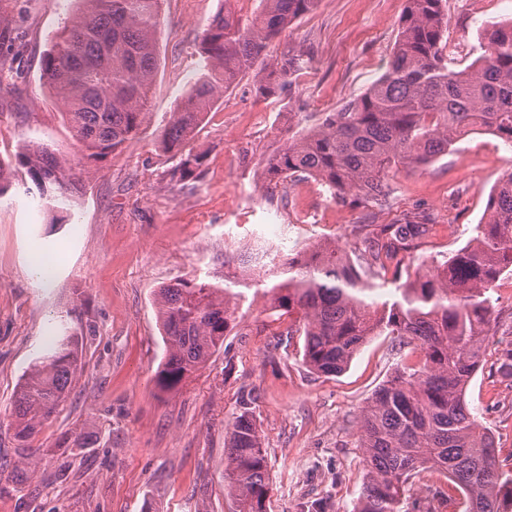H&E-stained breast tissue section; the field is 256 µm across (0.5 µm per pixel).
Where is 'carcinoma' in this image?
I'll list each match as a JSON object with an SVG mask.
<instances>
[{"instance_id": "1", "label": "carcinoma", "mask_w": 512, "mask_h": 512, "mask_svg": "<svg viewBox=\"0 0 512 512\" xmlns=\"http://www.w3.org/2000/svg\"><path fill=\"white\" fill-rule=\"evenodd\" d=\"M75 9L41 60L80 151L90 162L122 152L147 115L158 68L162 0H73ZM224 0L206 29L198 75L171 114L160 145L177 161L170 180L194 177L201 156L187 149L203 116L241 76L254 72L257 96L277 93L301 67L283 54L263 66L268 45L316 6L317 0H259L244 24ZM446 0H405L388 71L362 94L328 113L309 133L291 137L265 165L283 182L312 178L351 205L382 206L388 176L448 153L478 130L512 147V22L485 30L483 53L466 69L448 68ZM40 199L65 208L85 170L65 166L46 144L15 156ZM429 224L413 217L374 224L357 259L326 240L279 260L283 279L265 289L270 307L288 315L286 335L304 336L302 364L323 376L343 373L373 336L419 345L422 358L398 369L372 394L361 416L366 481L355 512H404L406 492L422 470L443 472L464 496L465 512H507L512 470L501 468L492 436L472 414L468 386L484 360L492 328L490 291L512 269V173L492 189L471 242L431 271L402 264ZM253 281L217 285L178 279L162 286L154 305L166 357L157 384L177 389L224 344V335ZM83 339L63 336L19 383L10 426L28 442L58 409L82 371ZM224 479L238 512H266L267 459L249 409L224 436Z\"/></svg>"}]
</instances>
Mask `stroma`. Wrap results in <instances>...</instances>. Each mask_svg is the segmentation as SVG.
Listing matches in <instances>:
<instances>
[{"instance_id": "obj_1", "label": "stroma", "mask_w": 512, "mask_h": 512, "mask_svg": "<svg viewBox=\"0 0 512 512\" xmlns=\"http://www.w3.org/2000/svg\"><path fill=\"white\" fill-rule=\"evenodd\" d=\"M224 0H164L158 72L150 114L124 151L96 164L63 223L31 190L23 170L0 197V512H236L224 482V434L252 410L267 455V512H354L363 485L360 418L375 389L403 365L417 364L416 343L372 337L345 372L325 377L302 364L303 338L264 293L249 294L222 348L177 390L160 391L165 346L156 289L178 278L250 280L243 252L278 209L290 224L285 251L327 239L361 242L368 224L429 215L418 257L441 260L465 246L483 218L491 187L512 172V149L474 134L448 154L389 177L380 208L334 199L316 181L272 183L263 174L287 138L315 128L382 76L399 33L404 0H318L266 50L303 64L271 98L257 97L254 75L225 91L191 143L203 154L198 177L169 184L172 162L163 129L197 76L198 47ZM72 0H12L0 26L27 48L14 77L0 81V160L41 142L73 168L84 165L40 60L72 13ZM448 66L461 70L482 53L490 21L512 18V0H447ZM482 176L472 182V173ZM51 257V279L32 274L34 253ZM496 324L484 362L467 390L503 469H512V378L497 360L512 349V273L490 293ZM84 339V369L65 400L26 445L10 426L23 375L57 337ZM438 472L412 480L407 512L442 507L451 492Z\"/></svg>"}]
</instances>
